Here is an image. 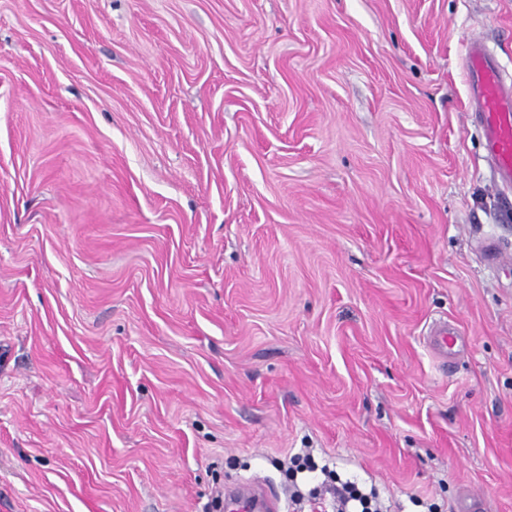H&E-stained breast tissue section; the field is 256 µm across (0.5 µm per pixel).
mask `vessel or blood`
Instances as JSON below:
<instances>
[{
	"instance_id": "1",
	"label": "vessel or blood",
	"mask_w": 512,
	"mask_h": 512,
	"mask_svg": "<svg viewBox=\"0 0 512 512\" xmlns=\"http://www.w3.org/2000/svg\"><path fill=\"white\" fill-rule=\"evenodd\" d=\"M465 63L473 78L472 99L483 127L485 150L501 183L512 184V84L506 83L500 67L485 45L467 43ZM266 497L245 493L231 497V512H267Z\"/></svg>"
}]
</instances>
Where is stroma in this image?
<instances>
[{
	"label": "stroma",
	"instance_id": "obj_1",
	"mask_svg": "<svg viewBox=\"0 0 512 512\" xmlns=\"http://www.w3.org/2000/svg\"><path fill=\"white\" fill-rule=\"evenodd\" d=\"M471 38L512 81V0H0V512H512ZM328 492L333 493L338 502V512H378L373 507L371 498L359 491L353 484L344 483L341 486L329 484ZM353 510H349V509ZM228 507L232 512H255L270 508L269 501L265 496H256L251 492L231 497Z\"/></svg>",
	"mask_w": 512,
	"mask_h": 512
}]
</instances>
